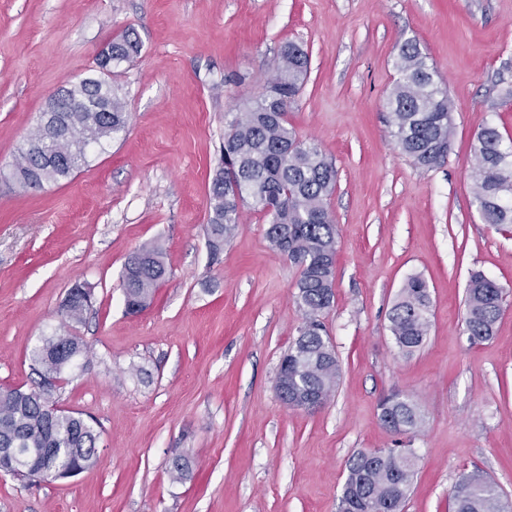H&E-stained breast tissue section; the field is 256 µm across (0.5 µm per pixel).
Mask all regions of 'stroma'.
Here are the masks:
<instances>
[{"label":"stroma","instance_id":"35a3bbf8","mask_svg":"<svg viewBox=\"0 0 512 512\" xmlns=\"http://www.w3.org/2000/svg\"><path fill=\"white\" fill-rule=\"evenodd\" d=\"M127 32L139 52L112 78L125 130L69 180L6 181L51 95L95 75L99 49ZM407 40L453 103L452 148L428 170L387 122ZM288 41L310 57L288 120L337 169L324 321L340 378L313 412L276 393L304 318L298 267L252 207L219 258L206 232L224 129ZM486 120L512 140V0H0V388H32V350L75 338L85 353L56 399L99 433L94 465L75 477L0 473V512H337L348 459L389 448L418 457L404 512H454L453 487L475 469L512 501V224L482 223L471 178ZM154 241L169 276L131 315L124 266ZM474 270L505 291L493 338L477 344L464 330ZM413 274L431 327L405 355L389 312ZM77 283L92 289L79 324L59 314ZM394 393L419 405L418 433L382 424Z\"/></svg>","mask_w":512,"mask_h":512}]
</instances>
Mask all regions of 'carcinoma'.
Returning a JSON list of instances; mask_svg holds the SVG:
<instances>
[{
  "label": "carcinoma",
  "instance_id": "carcinoma-1",
  "mask_svg": "<svg viewBox=\"0 0 512 512\" xmlns=\"http://www.w3.org/2000/svg\"><path fill=\"white\" fill-rule=\"evenodd\" d=\"M112 59L126 62L139 45L125 35L111 42ZM398 78L388 98L393 135L398 147L422 169L441 165L451 149L452 103L446 88L416 42L398 48ZM309 70V56L299 44L284 43L274 60L270 83L280 101L279 111H269L257 95L237 112L224 132L221 159L209 193L208 244L221 249L238 227L241 206L252 204L268 218L266 236L276 251L301 268L296 284L305 317L284 360L300 361L299 377L310 390L328 401L336 389L339 365L322 353L328 343L322 315L333 303L337 228L326 207L336 185L337 171L314 145L298 139L288 123V108L299 97ZM89 76L64 89L59 112L41 117L28 137L38 140L53 156L44 163L41 154L25 146L12 165L11 177L23 188H41L72 177L87 163V148L125 129L127 115L118 89L109 76ZM474 203L485 224H512V147L503 145L497 127L481 125L473 146ZM167 275L163 252L147 244L133 252L123 271L125 298L137 311L152 299ZM503 309V288L481 271L471 274L466 296L465 331L473 342L493 336ZM429 293L419 275L409 276L389 313L390 331L401 352L413 353L429 333ZM45 350L34 348L31 361L39 378L60 377L68 355L52 350L53 338L44 339ZM35 382L28 401L19 402L11 390L0 391V448H55L57 465L85 469L96 460L94 427L71 415L50 421ZM380 417L390 418L387 428L415 434L424 421L417 403H381ZM416 474V460L403 451L356 453L348 462L343 497L351 512H401ZM455 512H508L498 487L478 470L463 474L453 492Z\"/></svg>",
  "mask_w": 512,
  "mask_h": 512
}]
</instances>
